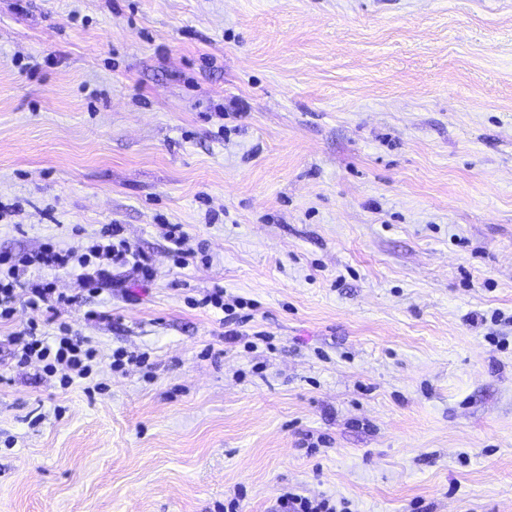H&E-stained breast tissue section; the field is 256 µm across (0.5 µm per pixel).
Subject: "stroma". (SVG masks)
I'll list each match as a JSON object with an SVG mask.
<instances>
[{"label":"stroma","instance_id":"1","mask_svg":"<svg viewBox=\"0 0 512 512\" xmlns=\"http://www.w3.org/2000/svg\"><path fill=\"white\" fill-rule=\"evenodd\" d=\"M105 224L152 277L0 320V512H512V0H0V254ZM164 230V237L172 244L171 256L173 264L181 268L187 263V256L190 254L189 250L184 248L187 240V234L183 230V226L179 224H165L162 225ZM38 331V321L32 318L10 336L16 365L38 364L50 377L55 376L59 368L61 371L73 372L80 378L91 373L96 351L87 345L82 336L74 333L67 322L59 323V334L51 342ZM278 503V512H351L345 499L336 501L326 496L310 498L290 491L281 495Z\"/></svg>","mask_w":512,"mask_h":512}]
</instances>
